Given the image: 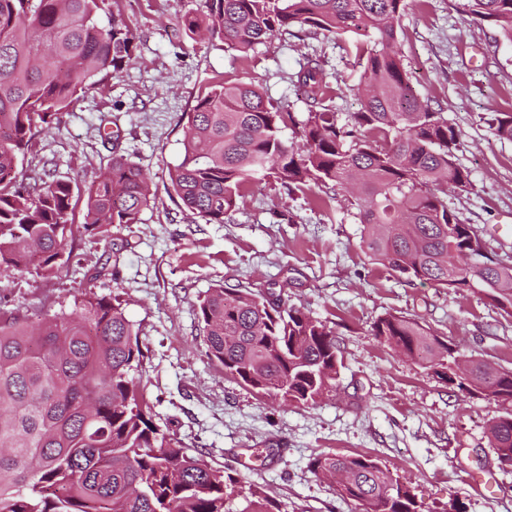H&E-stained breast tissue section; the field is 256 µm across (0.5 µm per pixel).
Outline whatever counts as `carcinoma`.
Returning <instances> with one entry per match:
<instances>
[{
	"mask_svg": "<svg viewBox=\"0 0 512 512\" xmlns=\"http://www.w3.org/2000/svg\"><path fill=\"white\" fill-rule=\"evenodd\" d=\"M407 0H205L182 28L224 42L241 58L274 36L320 30L348 37L366 88L362 107L340 122L326 104L325 59L308 55L288 80L304 92L295 119L260 85L217 83L187 119L181 159L170 170L175 195L208 224H222L248 187L274 181L289 192L315 184L355 185V219L371 259L399 278L477 293L512 310V266L485 255L481 275L467 255L480 230L448 208V190L471 185L456 163L459 139L443 113L412 91L398 48ZM463 12L492 23L512 43V0H464ZM135 35L119 0H0V269L38 265L52 273L80 230L137 224L149 179L121 152L86 190L85 221L72 223V187L42 172L25 185L18 166L39 130L89 87L132 60ZM292 126L294 137H284ZM492 128L512 141V113ZM206 353L224 375L285 404H313L336 388L334 330L245 288L214 287L199 300ZM373 335L419 359L442 380L458 351L423 325L388 315ZM139 333L119 298L93 292L75 309L27 318L0 312V512H272L236 482L185 451L152 421L132 372ZM482 398L508 409L488 428L489 446L512 459V371L470 360ZM314 474L341 472L340 495L359 512H418L415 495L377 460L320 454Z\"/></svg>",
	"mask_w": 512,
	"mask_h": 512,
	"instance_id": "1",
	"label": "carcinoma"
}]
</instances>
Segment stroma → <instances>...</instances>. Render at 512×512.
<instances>
[{
  "label": "stroma",
  "instance_id": "obj_1",
  "mask_svg": "<svg viewBox=\"0 0 512 512\" xmlns=\"http://www.w3.org/2000/svg\"><path fill=\"white\" fill-rule=\"evenodd\" d=\"M463 0H409L399 50L418 97L443 112L459 135L457 163L468 189L448 205L482 232L487 255L512 262V141L495 137L491 119L512 112V43L466 15ZM205 0H120L136 34L122 73L89 89L58 125L40 132L20 178L52 160L73 189V224L84 222L85 190L120 148L147 174L152 199L136 224H109L76 235L53 276L31 268L0 272L6 311L38 322L72 311L85 292L119 296L139 331L143 360L134 377L153 422L192 456L235 478L243 496L261 488L280 512H356L334 480L314 475L322 453L367 455L414 491L419 512H512V469L500 467L485 437L502 416L495 403L460 391L373 336L390 314L415 320L468 359L512 370V314L479 294L405 282L372 260L346 191L286 194L253 185L221 224L182 207L169 170L182 153L184 112L215 82L250 80L286 102L297 119L306 105L288 82L305 56L327 60L326 80L339 118L358 111V72L347 39L282 36L250 59L218 40L190 38L182 16ZM248 288L325 322L336 333L341 367L335 391L313 405L283 404L225 377L206 355L197 305L209 288ZM236 499V508L245 501Z\"/></svg>",
  "mask_w": 512,
  "mask_h": 512
}]
</instances>
